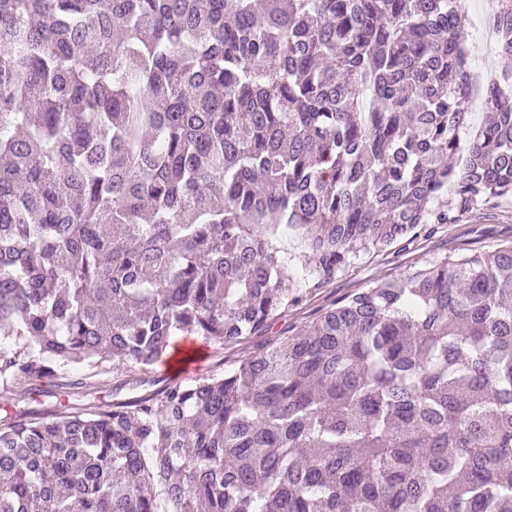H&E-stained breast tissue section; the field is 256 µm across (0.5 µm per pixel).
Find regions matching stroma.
<instances>
[{"mask_svg":"<svg viewBox=\"0 0 512 512\" xmlns=\"http://www.w3.org/2000/svg\"><path fill=\"white\" fill-rule=\"evenodd\" d=\"M512 242V201L489 200L460 214L452 224H429L415 237L405 238L379 250L370 251L352 261L336 279L322 287H313L309 262L299 243L291 235H282L278 245L285 258L289 285L303 295L302 301L274 320L264 337L277 338L285 331L299 330L315 321L323 312L341 303L361 289L379 282L399 281L435 264L452 261L468 254L495 250ZM261 337V338H264ZM261 338L253 336L221 349H212L207 373L231 370L254 354ZM94 387L91 390L60 389L55 383L43 382L47 395L42 406L53 402L73 405L112 404V385L124 368L107 361L90 367Z\"/></svg>","mask_w":512,"mask_h":512,"instance_id":"obj_1","label":"stroma"}]
</instances>
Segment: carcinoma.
<instances>
[{"instance_id": "obj_1", "label": "carcinoma", "mask_w": 512, "mask_h": 512, "mask_svg": "<svg viewBox=\"0 0 512 512\" xmlns=\"http://www.w3.org/2000/svg\"><path fill=\"white\" fill-rule=\"evenodd\" d=\"M0 0V398L262 334L360 254L512 197V0ZM444 196L449 205L435 204ZM512 512V243L382 282L235 369L0 418V512ZM465 6L461 9L465 17L466 36L474 33L475 28L492 26L491 1L494 0H465ZM497 36L495 34L494 42H481L474 51H472L471 68L472 70L486 66L491 70H494L497 74L500 73L501 63L497 55Z\"/></svg>"}]
</instances>
